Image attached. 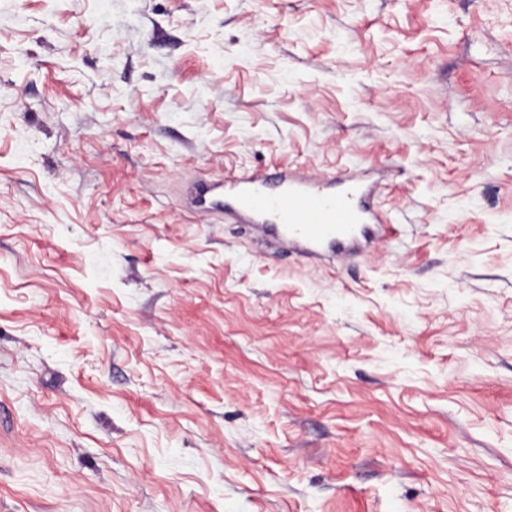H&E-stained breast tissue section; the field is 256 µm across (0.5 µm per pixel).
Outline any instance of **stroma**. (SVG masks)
Segmentation results:
<instances>
[{
	"label": "stroma",
	"instance_id": "1",
	"mask_svg": "<svg viewBox=\"0 0 512 512\" xmlns=\"http://www.w3.org/2000/svg\"><path fill=\"white\" fill-rule=\"evenodd\" d=\"M288 165L392 233L184 207ZM0 512H512V0H0ZM377 187L378 180L368 172L341 173L324 183L303 168L253 170L196 187L188 204L206 211L222 195L224 217L270 234L288 254L332 262L365 249L376 235L392 232L372 203Z\"/></svg>",
	"mask_w": 512,
	"mask_h": 512
}]
</instances>
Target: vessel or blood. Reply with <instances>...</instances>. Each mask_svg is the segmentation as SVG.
Here are the masks:
<instances>
[{"label": "vessel or blood", "instance_id": "obj_1", "mask_svg": "<svg viewBox=\"0 0 512 512\" xmlns=\"http://www.w3.org/2000/svg\"><path fill=\"white\" fill-rule=\"evenodd\" d=\"M378 182L370 174L341 173L329 182L305 169L246 171L198 186L194 210L222 197L225 216L272 236L275 244L308 261H334L365 249L391 228L372 203Z\"/></svg>", "mask_w": 512, "mask_h": 512}]
</instances>
